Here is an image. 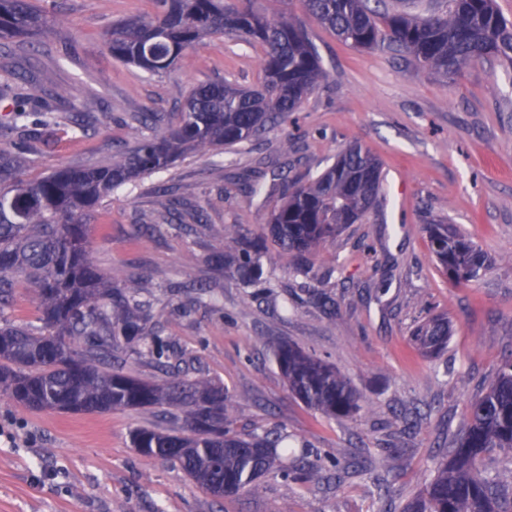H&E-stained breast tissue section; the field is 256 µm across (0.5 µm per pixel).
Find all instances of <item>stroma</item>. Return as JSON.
Instances as JSON below:
<instances>
[{
  "mask_svg": "<svg viewBox=\"0 0 512 512\" xmlns=\"http://www.w3.org/2000/svg\"><path fill=\"white\" fill-rule=\"evenodd\" d=\"M50 31L0 47V75L16 74L19 96L65 92L84 115L74 133L59 119L31 141L36 178L81 161L107 160L140 134L137 117H171L186 93L229 79L252 87L259 49L227 36L206 38L168 74L151 77L113 61L104 33L113 19L151 11L150 0H56ZM300 16L325 79L288 123L259 139L205 157H187L106 198L89 226L91 258L102 270L138 276L152 304L149 329L171 343L168 363L223 386L234 425L258 434L285 430L293 454L254 490L217 500L175 461L140 455L134 410L102 415L32 412L0 400V512H402L454 447L470 401L512 355V64L474 63L444 79L409 56L356 51ZM381 163L384 188L363 219L347 225L300 269L277 250L265 283L244 288L213 257L214 234L235 224L255 235L279 201L278 182L241 192L252 171L275 164L306 182L348 144ZM454 224L491 259L474 283H454L437 267L425 231ZM193 271L194 286L168 285ZM452 329L439 354L412 340L429 317ZM288 342L333 364L363 398L349 417L330 419L288 389L273 353ZM416 412V429L396 416ZM318 466L285 473L292 457ZM367 460V472L347 469Z\"/></svg>",
  "mask_w": 512,
  "mask_h": 512,
  "instance_id": "1",
  "label": "stroma"
}]
</instances>
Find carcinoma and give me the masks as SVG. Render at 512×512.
<instances>
[{"label":"carcinoma","mask_w":512,"mask_h":512,"mask_svg":"<svg viewBox=\"0 0 512 512\" xmlns=\"http://www.w3.org/2000/svg\"><path fill=\"white\" fill-rule=\"evenodd\" d=\"M257 0H152V11L112 22L106 39L112 58L162 76L207 37L227 35L262 50V79L244 88L233 81L200 85L185 97L175 118L142 116L149 134L107 162L62 166L23 178L28 140L45 134L47 121L28 122L26 137L0 143V312L24 285L40 313V325L0 317V397L39 411L103 414L117 409L159 411L177 427L136 428L131 442L146 457L175 460L211 495L252 489L270 470L285 437L234 429L231 399L212 381L167 372L161 383L127 374L117 353L143 344L161 368L168 345L146 334L150 304L140 299L136 276L101 273L92 264L88 224L108 195L168 169L189 154L205 155L259 138L288 122L324 78L316 48L302 21L270 14ZM306 12L354 49L383 48L411 57L424 73L448 78L473 62L497 58L512 64V23L494 0H448L426 17L380 11V0H303ZM53 15L34 0H0V45L45 32ZM382 186L378 159L361 145L344 148L335 161L304 184L282 183L271 211V239L284 257L325 247L348 224L360 221ZM437 266L452 280L472 283L490 266L488 256L453 225L426 227ZM224 270L249 288L268 258L265 240L236 225L224 227L214 247ZM448 319L419 325L412 340L426 354L448 344ZM290 391L308 407L334 418L361 407V395L332 365L282 344L275 351ZM512 449V356L487 391L471 401L451 459L442 463L404 512H512V470L490 472L485 459Z\"/></svg>","instance_id":"cac0c4a2"}]
</instances>
